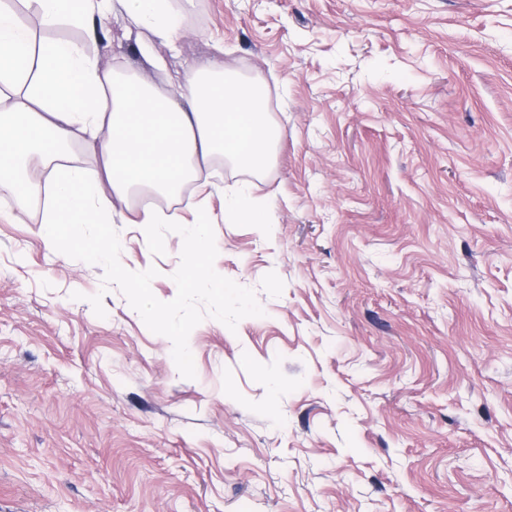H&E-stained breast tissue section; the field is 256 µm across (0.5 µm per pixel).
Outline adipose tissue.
Instances as JSON below:
<instances>
[{"label": "adipose tissue", "mask_w": 512, "mask_h": 512, "mask_svg": "<svg viewBox=\"0 0 512 512\" xmlns=\"http://www.w3.org/2000/svg\"><path fill=\"white\" fill-rule=\"evenodd\" d=\"M41 23L84 24L92 14L124 6L135 23L174 43L181 32L171 0H26ZM38 77L28 81L27 65ZM0 192L25 206L48 205L51 249L68 247L77 224L111 223L102 199L112 193L134 206L138 224H178L179 213L157 205L175 195L199 171L221 158L255 173L272 157L278 130L262 85L228 79L222 64L192 71L178 89L162 96L139 82L122 80L67 40L36 43L18 14L0 5ZM84 140L103 168L92 172L72 164L69 146Z\"/></svg>", "instance_id": "adipose-tissue-1"}]
</instances>
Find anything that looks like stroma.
Here are the masks:
<instances>
[{
  "label": "stroma",
  "mask_w": 512,
  "mask_h": 512,
  "mask_svg": "<svg viewBox=\"0 0 512 512\" xmlns=\"http://www.w3.org/2000/svg\"><path fill=\"white\" fill-rule=\"evenodd\" d=\"M172 3V49L119 7L46 34L164 92L213 59L265 87L271 168L216 162L177 203L264 314L204 317L183 378L0 196V512H512V0ZM243 181L266 224L225 220ZM111 204L173 300L181 236L153 254Z\"/></svg>",
  "instance_id": "obj_1"
}]
</instances>
